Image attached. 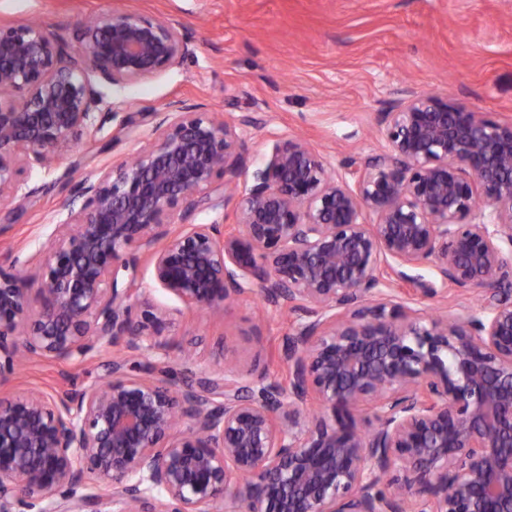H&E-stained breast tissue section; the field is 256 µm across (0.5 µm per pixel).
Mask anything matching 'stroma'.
I'll use <instances>...</instances> for the list:
<instances>
[{
    "mask_svg": "<svg viewBox=\"0 0 512 512\" xmlns=\"http://www.w3.org/2000/svg\"><path fill=\"white\" fill-rule=\"evenodd\" d=\"M132 11L179 25L193 57L133 85H103L117 114L97 145L29 172L28 186L78 182L131 156L148 139L152 113L173 99L202 104L226 120L249 113L239 131L249 183L274 141L297 136L331 171L351 158L383 154L381 114L411 88L512 121V0H0V24L38 22L75 41L94 15ZM67 216L58 191L16 206L0 202V269L34 278L57 224ZM139 286L154 304L177 311L166 333L167 365L177 386L195 374H222L235 359L260 358L269 382H284L281 355L293 321L252 294L223 316L179 313V301L143 267ZM110 355L33 359L0 376V391L58 395L106 382Z\"/></svg>",
    "mask_w": 512,
    "mask_h": 512,
    "instance_id": "obj_1",
    "label": "stroma"
}]
</instances>
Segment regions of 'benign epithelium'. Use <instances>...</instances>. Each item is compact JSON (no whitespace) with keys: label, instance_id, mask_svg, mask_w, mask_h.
<instances>
[{"label":"benign epithelium","instance_id":"7a95c632","mask_svg":"<svg viewBox=\"0 0 512 512\" xmlns=\"http://www.w3.org/2000/svg\"><path fill=\"white\" fill-rule=\"evenodd\" d=\"M164 19L112 11L70 43L0 24V198L95 137L98 83L151 79L192 56ZM131 162L77 182L39 264L40 287L0 269V374L34 357L121 345L108 384L54 399L0 394V512H512V121L402 91L387 152L331 177L281 137L235 198L234 222L187 224L218 177L240 175L237 126L202 105L154 113ZM192 311L253 291L300 317L287 383L255 370L175 389L126 371L163 351L173 313L139 294L141 256ZM434 264L439 283L409 271ZM448 289L463 317L395 301ZM352 410L372 418L359 432Z\"/></svg>","mask_w":512,"mask_h":512}]
</instances>
